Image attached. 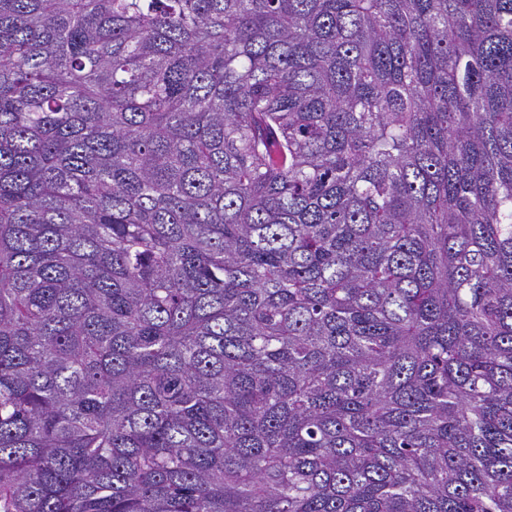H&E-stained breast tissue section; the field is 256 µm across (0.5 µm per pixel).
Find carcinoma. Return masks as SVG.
<instances>
[{
    "label": "carcinoma",
    "instance_id": "cac0c4a2",
    "mask_svg": "<svg viewBox=\"0 0 512 512\" xmlns=\"http://www.w3.org/2000/svg\"><path fill=\"white\" fill-rule=\"evenodd\" d=\"M0 512H512V0H0Z\"/></svg>",
    "mask_w": 512,
    "mask_h": 512
}]
</instances>
